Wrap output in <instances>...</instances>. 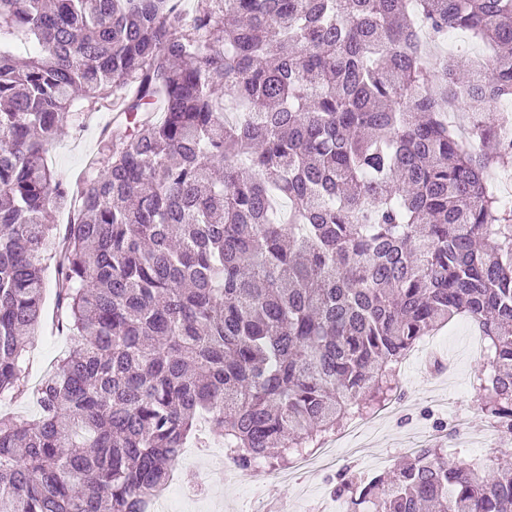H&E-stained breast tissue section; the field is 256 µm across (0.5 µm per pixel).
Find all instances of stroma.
I'll return each mask as SVG.
<instances>
[{
  "mask_svg": "<svg viewBox=\"0 0 512 512\" xmlns=\"http://www.w3.org/2000/svg\"><path fill=\"white\" fill-rule=\"evenodd\" d=\"M113 112L102 106L82 116L66 115L48 162L57 174L75 184L90 170L103 128L111 126ZM473 323L459 316L429 337L399 373V385L386 405L368 411L366 424L334 443L333 456L296 468L263 462L261 468H230L216 483L215 494L189 496L178 501L176 512H247L251 492H259L261 512H340L343 498L335 492L338 475L348 472L368 477L392 470L404 458L406 445L422 447L439 441L450 448L449 463L465 465L479 460L495 467L512 453V441L497 440V430L481 410L476 375L485 359L473 347ZM68 336L42 326L26 354L27 397L0 403V412L20 420L37 417L31 392L71 348ZM464 415V429L455 426Z\"/></svg>",
  "mask_w": 512,
  "mask_h": 512,
  "instance_id": "stroma-1",
  "label": "stroma"
}]
</instances>
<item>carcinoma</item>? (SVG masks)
Masks as SVG:
<instances>
[{"instance_id":"1","label":"carcinoma","mask_w":512,"mask_h":512,"mask_svg":"<svg viewBox=\"0 0 512 512\" xmlns=\"http://www.w3.org/2000/svg\"><path fill=\"white\" fill-rule=\"evenodd\" d=\"M181 2L0 0V397L27 392L45 252L74 341L36 419L0 414V512H149L203 426L242 469L303 452L457 316L512 431V205L489 189L512 167V0ZM450 29L484 47L465 82L429 63ZM104 100L118 123L73 186L47 155ZM445 456L347 507L512 512V456Z\"/></svg>"}]
</instances>
